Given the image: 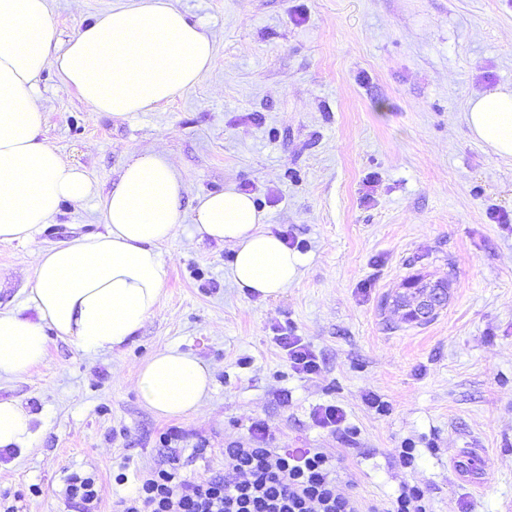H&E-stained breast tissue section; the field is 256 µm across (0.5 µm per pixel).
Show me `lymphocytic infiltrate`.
<instances>
[{
  "label": "lymphocytic infiltrate",
  "instance_id": "f902f5d3",
  "mask_svg": "<svg viewBox=\"0 0 512 512\" xmlns=\"http://www.w3.org/2000/svg\"><path fill=\"white\" fill-rule=\"evenodd\" d=\"M269 427L255 422L251 443L224 450V470L197 481L184 474L174 443L177 429L162 433V459L139 478L116 512H431L427 489L403 485L388 506L379 507L336 490L331 456L319 448L288 450L269 445Z\"/></svg>",
  "mask_w": 512,
  "mask_h": 512
}]
</instances>
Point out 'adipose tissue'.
<instances>
[{
  "label": "adipose tissue",
  "mask_w": 512,
  "mask_h": 512,
  "mask_svg": "<svg viewBox=\"0 0 512 512\" xmlns=\"http://www.w3.org/2000/svg\"><path fill=\"white\" fill-rule=\"evenodd\" d=\"M214 45L173 0H130L60 40L49 0H0V242L35 245L33 284L22 306L0 310V380L41 364L49 336L86 355L120 350L157 308L168 278L158 246L182 225L183 182L155 153L131 159L100 193L87 170L43 135L40 76L53 66L90 113L125 118L150 112L209 72ZM474 139L512 157V88L472 97L465 114ZM97 200L106 230L49 247L38 241L64 204ZM193 234L230 244L227 276L242 292L280 296L304 258L266 230L250 195L226 187L197 196ZM209 366L170 347L140 367L137 388L160 417L198 412L209 395ZM38 436L21 404L0 401V449L23 451Z\"/></svg>",
  "instance_id": "1"
}]
</instances>
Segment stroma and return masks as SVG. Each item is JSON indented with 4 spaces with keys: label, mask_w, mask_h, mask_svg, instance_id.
<instances>
[{
    "label": "stroma",
    "mask_w": 512,
    "mask_h": 512,
    "mask_svg": "<svg viewBox=\"0 0 512 512\" xmlns=\"http://www.w3.org/2000/svg\"><path fill=\"white\" fill-rule=\"evenodd\" d=\"M125 0H50L61 39ZM214 44L192 90L121 120L91 115L53 67L42 73L44 136L108 191L130 156H168L181 208L235 186L268 229L304 246L299 279L275 299L243 295L225 271L230 245L191 235L160 245L161 301L135 340L93 357L50 337L45 361L0 382V400L34 414L32 448L0 451V492L17 512H81L70 474H96L98 512L132 493L180 427L187 476L221 471L224 448L259 419L278 448H320L336 489L387 501L403 484L430 490L433 512H512V160L475 142V94L512 85V0H174ZM95 201L68 204L43 245L104 231ZM32 248L0 243V310L25 299ZM447 283L429 323L392 304L413 277ZM320 359L295 374L277 334ZM173 346L209 365L202 410L146 409L140 365ZM340 406L355 437L320 428ZM207 445L206 458H193ZM414 445V468L398 463ZM124 467L118 485L113 470ZM313 416L320 427L333 429L334 431L346 420L344 410L335 404L319 406L314 411Z\"/></svg>",
    "instance_id": "1"
}]
</instances>
